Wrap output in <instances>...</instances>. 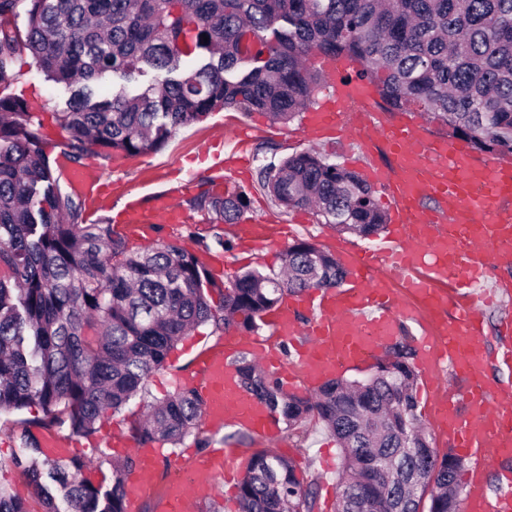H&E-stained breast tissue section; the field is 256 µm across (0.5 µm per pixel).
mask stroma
Listing matches in <instances>:
<instances>
[{
  "label": "stroma",
  "instance_id": "1",
  "mask_svg": "<svg viewBox=\"0 0 512 512\" xmlns=\"http://www.w3.org/2000/svg\"><path fill=\"white\" fill-rule=\"evenodd\" d=\"M14 71L16 78L7 91L25 99L35 115H42L44 110L53 106L65 107L71 96L70 90L63 85L45 81L29 53H22L18 57ZM241 126L253 128L254 134L244 144L242 152L236 154L230 167L233 185L244 188L249 194L248 217L270 224L287 225L289 241L306 239L331 252L342 245L366 250L380 245V237L361 238L319 223L311 210L286 209L275 205L267 192L259 187L257 176L262 165L279 162L293 153L310 148L330 155L336 163L359 174L384 157L383 149L368 148L357 138L344 132H329L324 135L320 144H312L305 137L303 122L299 119L285 125L260 112L223 110L180 129L164 149L153 154L137 157L121 154L105 157L93 154L85 156L81 163L74 164L65 160L64 138L58 133L54 134V142L48 153L51 160L61 166L65 183H72L75 174L87 170L94 174L105 199L101 209L94 214L85 215L84 220L89 224H111L117 217L113 206L115 189L120 188L147 198L152 193L169 189L187 180L192 184V193L204 190L206 182L214 178L211 170L213 154L227 155L226 142L232 131ZM216 234L232 242L233 227L229 224L209 223L207 215L192 211L188 214L187 223L160 225L156 236L183 247L197 257L201 258L209 253L222 258V281L226 284L232 282L236 275L251 268L266 271L279 269L283 246H276L258 258L241 252L233 243L226 250L217 246L208 253L201 250L197 243L198 237L210 238ZM223 345V332L214 330L209 324L201 326L171 354L166 367L152 374L143 397L132 400L117 412L108 414L102 419L94 436L85 439L57 427L38 430L37 436L41 439L54 437L63 447L69 448L71 455L90 459L91 465L84 473L89 483L111 484V468L96 465L95 459L99 452H110L113 433L128 434L132 423L141 418L147 403L173 393L177 388L176 380L181 374L195 372L201 356ZM36 413V408L32 407L19 416L0 415V485L15 492L24 501L27 512H45V508L29 485L26 475L21 469L12 466L11 460L19 448L17 435L20 431V417L29 418ZM275 451L291 461L297 476L311 486L316 498L315 512H334L341 458L335 438L324 425L312 418L294 433H281Z\"/></svg>",
  "mask_w": 512,
  "mask_h": 512
}]
</instances>
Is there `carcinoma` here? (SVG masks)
Masks as SVG:
<instances>
[{
	"label": "carcinoma",
	"instance_id": "cac0c4a2",
	"mask_svg": "<svg viewBox=\"0 0 512 512\" xmlns=\"http://www.w3.org/2000/svg\"><path fill=\"white\" fill-rule=\"evenodd\" d=\"M25 16L26 32L16 20ZM262 40L254 66L244 37ZM209 37L203 41V37ZM29 51L47 80L73 88L53 109L63 154L91 149L140 156L163 149L181 128L221 110L265 112L284 124L317 104L325 73L318 54L362 64L383 109L416 111L471 149L512 157V0H0V84ZM155 82L99 99L95 84L144 70ZM43 122L27 103L0 95V414L33 405L21 421L12 463L28 475L47 512H126L133 460L102 455L112 484L81 478L88 461L44 453L33 429L62 427L90 438L126 406L199 326L256 332L288 293L342 285L347 270L323 248H287L283 271L216 283L198 257L158 240L129 249L109 224L82 222V205L46 151ZM258 184L286 208L368 238L388 223L358 174L312 151L269 163ZM249 204L238 189H206L189 209L237 224ZM222 296L211 304L210 292ZM415 349L406 337L379 359V374L342 377L314 396L287 393L254 360L236 361L242 386L294 431L316 417L342 453L336 512H458L462 458L431 448L417 414ZM203 400L180 387L135 421V441L176 446L196 434ZM241 512H314L310 486L269 451L251 455L239 485ZM0 512H26L0 486Z\"/></svg>",
	"mask_w": 512,
	"mask_h": 512
}]
</instances>
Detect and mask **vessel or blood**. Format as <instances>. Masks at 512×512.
I'll use <instances>...</instances> for the list:
<instances>
[{
	"label": "vessel or blood",
	"mask_w": 512,
	"mask_h": 512,
	"mask_svg": "<svg viewBox=\"0 0 512 512\" xmlns=\"http://www.w3.org/2000/svg\"><path fill=\"white\" fill-rule=\"evenodd\" d=\"M335 95L307 113L313 135L352 129L371 146L384 145L391 162L368 169L396 201L393 224L374 251H348L344 285L284 296L263 317L271 335L227 330L224 351L198 364L205 377L204 416L214 427L232 424L270 440L277 422L269 408L241 385L229 357L249 348L286 387L316 390L342 370L367 363L394 341L401 319H426L419 365L429 378L428 423L456 453L476 467L462 512H512V473L497 494L485 486L486 463L512 458V386L490 385L486 375V308L497 304L501 271L512 268V163L475 161L467 142L425 135L420 123L395 113L381 118L376 92L359 79L350 60H320ZM180 185L156 195L151 204L128 195L119 212L125 234L151 241L158 224H180L175 204L187 192ZM432 196L440 205L425 208ZM241 240L264 252L282 239L268 224L250 221ZM468 382L458 390L442 380L443 366ZM114 453L134 449L137 464L125 480L126 512L157 484L160 449L116 437ZM239 453L215 448L196 455L187 480L169 483L157 501L159 512H184L188 497H210L235 473Z\"/></svg>",
	"instance_id": "b4317fda"
}]
</instances>
